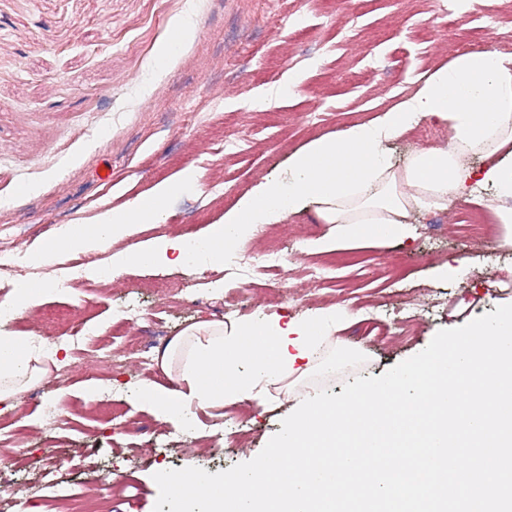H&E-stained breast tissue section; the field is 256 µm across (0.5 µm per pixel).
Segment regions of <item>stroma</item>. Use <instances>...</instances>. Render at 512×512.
I'll list each match as a JSON object with an SVG mask.
<instances>
[{
  "label": "stroma",
  "instance_id": "obj_1",
  "mask_svg": "<svg viewBox=\"0 0 512 512\" xmlns=\"http://www.w3.org/2000/svg\"><path fill=\"white\" fill-rule=\"evenodd\" d=\"M473 10L449 13L448 0H0V252L29 251L56 224L93 225L186 168L204 173L201 189L167 200L159 223L102 252L100 266L122 259L114 279L90 266L62 290L55 266L31 263L0 283V300L23 282L48 288L7 325L40 337L41 368L66 362L42 339L43 311H77L98 336L64 383L25 389L27 413L0 412V453L17 463L0 494L8 512H55L54 500L78 484L97 491L119 475L128 484L112 490L111 512H153L154 473L214 474L249 461L304 398L381 376L439 330L512 304V223L504 220L512 209L488 187L468 203L410 209L404 238L363 249L346 225L324 223L308 204L273 229L289 283L302 293L278 307L266 303L272 276L245 290L225 280L219 260L136 259L158 239L203 236L261 184L287 181L290 159L309 143L393 109L459 54L512 47V0H473ZM228 139L234 148H225ZM106 165L108 182L99 177ZM472 208L496 224L495 239L462 238L457 222ZM312 265L324 266V281H309ZM194 286L202 302L184 304L181 288ZM404 289L422 308H403ZM130 301L147 315L158 350L205 321L306 323L337 305L353 317L319 336L305 374L266 384L260 403L189 406L185 430L142 401L149 387L170 384L158 364L110 371L109 350L127 340L121 308ZM97 389L123 398L127 411V425L113 426L105 444L101 414L87 410ZM44 392L68 411L37 432ZM48 447L58 452V484L37 506L29 489Z\"/></svg>",
  "mask_w": 512,
  "mask_h": 512
}]
</instances>
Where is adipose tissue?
<instances>
[{
    "label": "adipose tissue",
    "mask_w": 512,
    "mask_h": 512,
    "mask_svg": "<svg viewBox=\"0 0 512 512\" xmlns=\"http://www.w3.org/2000/svg\"><path fill=\"white\" fill-rule=\"evenodd\" d=\"M422 118L451 127L450 148L419 152L404 173L391 171L385 140L401 136ZM478 148L492 158L481 171L459 163L460 155ZM290 166L288 184L263 185L223 223L210 226L202 245L212 258H223L225 248L312 201L321 204L327 223L350 225L355 241L369 247L402 236L409 209L430 198L447 205L449 198L465 194L469 182L492 185L498 197L511 199L512 58L488 51L459 55L436 69L410 101L313 141ZM146 216L143 205L134 202L103 214L94 232L72 225L66 242L103 252ZM315 347L312 331L295 322L246 325L229 333L220 322L196 324L162 353L169 386L149 389L143 402L176 422L190 402L205 409L251 399L258 386L281 373L306 372ZM34 350L33 337L0 329V405L14 406L17 394L40 375L32 364ZM248 359L256 369L243 379L236 369Z\"/></svg>",
    "instance_id": "adipose-tissue-1"
}]
</instances>
